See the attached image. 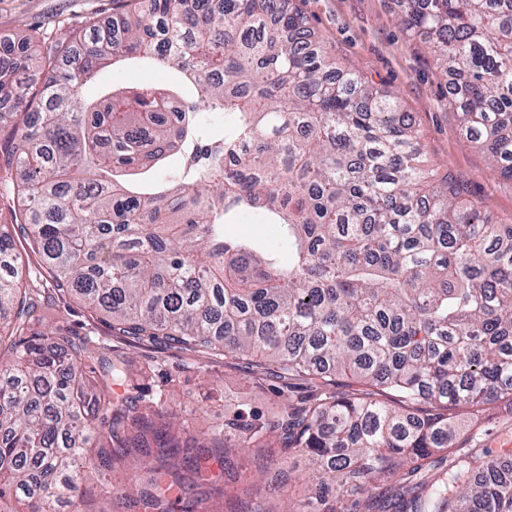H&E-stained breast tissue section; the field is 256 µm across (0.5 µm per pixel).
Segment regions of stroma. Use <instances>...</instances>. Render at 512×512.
<instances>
[{
	"instance_id": "obj_1",
	"label": "stroma",
	"mask_w": 512,
	"mask_h": 512,
	"mask_svg": "<svg viewBox=\"0 0 512 512\" xmlns=\"http://www.w3.org/2000/svg\"><path fill=\"white\" fill-rule=\"evenodd\" d=\"M311 27L314 40L337 67L359 73L371 84L392 92L420 135L426 167L452 171L463 180L466 197L497 223L512 224V180L503 177L486 151L463 133L458 116L448 109L450 78L440 67L423 35L408 31L401 21V0H294ZM119 0H0V47L17 35L38 43L66 41L86 19L110 23L120 13ZM178 86L192 97L194 88L177 84L173 74L145 62L104 69L82 87L93 99L107 87ZM229 234L260 242L280 261H287L288 242L277 225L267 224L257 211L240 214ZM44 326L66 325L78 333L94 331L115 355L134 357L147 373L140 390L165 391L166 406L177 424L196 438L222 424L225 413L237 408L262 411L281 406V382L272 365L230 360L179 349L161 350L149 344L132 345L112 335L104 316H90L73 299L41 290ZM468 426L458 437L455 453L484 455L491 461L512 456V406H489L479 417L458 411Z\"/></svg>"
}]
</instances>
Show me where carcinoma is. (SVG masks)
Instances as JSON below:
<instances>
[{
    "label": "carcinoma",
    "instance_id": "1",
    "mask_svg": "<svg viewBox=\"0 0 512 512\" xmlns=\"http://www.w3.org/2000/svg\"><path fill=\"white\" fill-rule=\"evenodd\" d=\"M140 4L46 52L20 38L0 60V107L40 114L0 139V169L14 172L0 183L12 219L0 224V499L51 512L91 466L107 505L88 498L84 512H194L188 495H224L248 455L266 487L227 512H271L269 491L290 475L268 463L303 454L314 470L287 512H352L403 480L419 492L402 512H512V463L456 454L428 481L454 410L512 403V224L465 200L453 173L420 167L393 93L333 67L287 0ZM402 21L432 40L453 79L448 108L512 179V0H406ZM134 55L196 99L81 96ZM29 70L44 74L36 92ZM206 112L233 123L214 131ZM177 153L173 183L124 182ZM245 210L280 226L288 262L225 233ZM27 279L107 314L134 343L271 362L311 394L267 418L240 409L183 447L162 394L115 396L128 359L40 330ZM349 377L367 390L341 391Z\"/></svg>",
    "mask_w": 512,
    "mask_h": 512
}]
</instances>
